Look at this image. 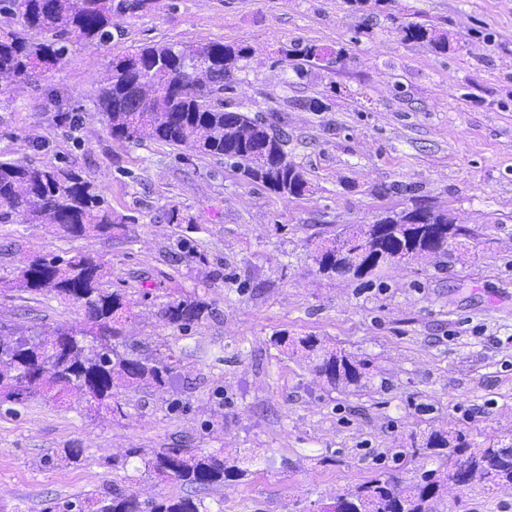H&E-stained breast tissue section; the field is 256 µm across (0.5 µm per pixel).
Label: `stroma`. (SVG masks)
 I'll return each instance as SVG.
<instances>
[{
	"mask_svg": "<svg viewBox=\"0 0 512 512\" xmlns=\"http://www.w3.org/2000/svg\"><path fill=\"white\" fill-rule=\"evenodd\" d=\"M405 20L447 34V52L404 41ZM206 41L248 46L224 101L287 134L305 195L217 158L113 140L95 104L112 60ZM299 42L344 58L296 79L280 50ZM0 161L76 170L127 219L81 239L0 223V335L83 320L13 286L28 256L82 250L130 300L125 336L178 361L163 386L119 390V415L90 412L79 392L1 406L0 512L116 486L145 503L188 494L145 469L159 448L250 460L236 483L199 490L209 512H323L379 473L402 489L439 467L413 452L433 430L512 444V0H155L114 16L110 43L75 47L51 76L0 94ZM418 203L473 237L368 284L319 272L318 244ZM180 297L205 301V319L166 321ZM279 334L329 341L365 362L367 381L330 388L273 344ZM436 510L512 512V487L451 482Z\"/></svg>",
	"mask_w": 512,
	"mask_h": 512,
	"instance_id": "35a3bbf8",
	"label": "stroma"
}]
</instances>
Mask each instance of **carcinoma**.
<instances>
[{
  "label": "carcinoma",
  "instance_id": "carcinoma-1",
  "mask_svg": "<svg viewBox=\"0 0 512 512\" xmlns=\"http://www.w3.org/2000/svg\"><path fill=\"white\" fill-rule=\"evenodd\" d=\"M153 3L0 0V14L8 19L0 26V74L50 71L75 46L112 40V14L148 10ZM33 31L41 38H31ZM400 32L405 41H427L439 52L448 50L447 37L421 23H404ZM282 53L287 60L323 57L322 49L313 44L290 46ZM247 56L248 48L219 41L138 46L109 68L97 90V110L118 142L156 141L219 158L275 193L301 196L307 191L301 169L291 162L286 167L276 165V159L286 155L285 141L269 132L260 117L224 106V86L232 82ZM414 212L427 234L435 224L447 225V234L433 241L437 248L471 236L470 229L450 223L444 213L424 207ZM14 217L26 224H55L70 238L90 232L110 235L122 223L112 215L100 188L78 173L0 161V223ZM399 218V214L386 217L388 224L372 245L362 241L351 245L352 252L370 247L353 272L355 278L364 279L379 268L372 259L378 247L414 250L413 237L391 232L389 222ZM314 261L323 272L339 271L336 239L327 240ZM104 278L102 265L81 251L66 257H35L19 269L15 287L80 305L85 323L77 333L66 327L44 336H0V405L22 403L36 395L60 398L76 389L87 396L89 408L121 415L122 404L112 400L113 389L165 383L174 369L171 358L134 352L122 330L130 301L121 290L108 288ZM207 309L204 302L185 298L167 304L163 317L186 325L203 319ZM274 342L301 354L331 387L362 386L365 364L327 348L317 337L290 342L286 336H277ZM427 451L444 459L445 469L423 468L400 491L380 474L343 496L351 512H433L449 480L460 485L512 486V445L483 448L462 430H434L414 453ZM144 464L158 477L192 488L235 482L246 474L235 463L186 448H161ZM93 505L92 512H209L202 500L189 495L146 506L116 487Z\"/></svg>",
  "mask_w": 512,
  "mask_h": 512
}]
</instances>
